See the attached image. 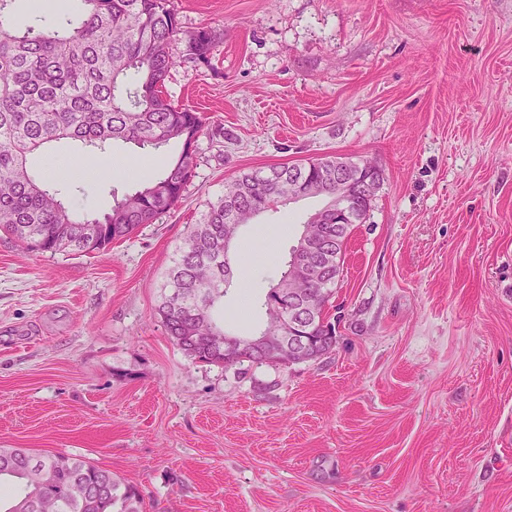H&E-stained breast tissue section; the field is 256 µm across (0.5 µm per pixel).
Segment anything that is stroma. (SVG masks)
<instances>
[{
  "label": "stroma",
  "mask_w": 512,
  "mask_h": 512,
  "mask_svg": "<svg viewBox=\"0 0 512 512\" xmlns=\"http://www.w3.org/2000/svg\"><path fill=\"white\" fill-rule=\"evenodd\" d=\"M214 28L211 66L171 70L203 113L182 202L129 240L72 255L0 233V448L63 452L139 488L144 512H512V0H174ZM61 141L79 214L138 172ZM329 154L384 182L355 225L319 359L192 360L155 309L189 225L244 170ZM317 199L237 237L229 328L261 301Z\"/></svg>",
  "instance_id": "obj_1"
}]
</instances>
